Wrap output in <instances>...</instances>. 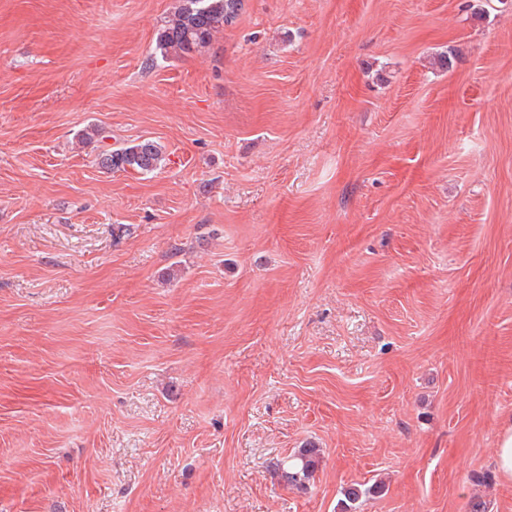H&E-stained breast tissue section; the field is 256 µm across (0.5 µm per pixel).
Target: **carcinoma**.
<instances>
[{"label": "carcinoma", "mask_w": 512, "mask_h": 512, "mask_svg": "<svg viewBox=\"0 0 512 512\" xmlns=\"http://www.w3.org/2000/svg\"><path fill=\"white\" fill-rule=\"evenodd\" d=\"M242 0H179V5L158 30L156 47L164 54L185 55L207 48L215 35L232 23L241 10ZM110 132L97 124L84 130L82 139L96 143L104 150L101 164L108 171L144 174L160 167L164 160L162 147L155 141L140 142L116 149L106 147ZM321 449L311 444L275 463V471L289 488L306 494L319 468ZM383 486L353 484L344 490L342 512H357L363 502L379 496Z\"/></svg>", "instance_id": "cac0c4a2"}]
</instances>
